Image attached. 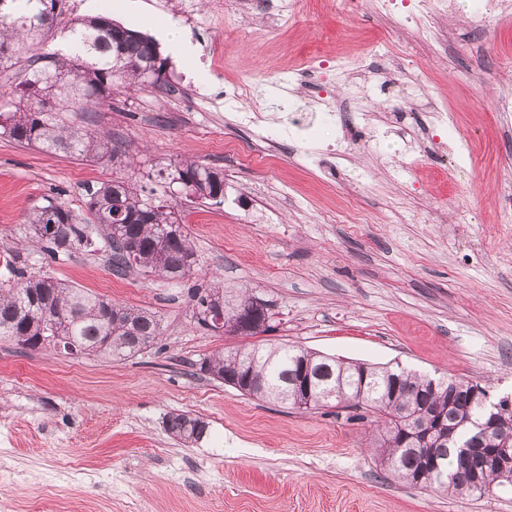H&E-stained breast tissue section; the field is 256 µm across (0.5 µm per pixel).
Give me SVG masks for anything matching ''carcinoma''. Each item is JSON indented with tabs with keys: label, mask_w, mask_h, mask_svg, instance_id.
Here are the masks:
<instances>
[{
	"label": "carcinoma",
	"mask_w": 512,
	"mask_h": 512,
	"mask_svg": "<svg viewBox=\"0 0 512 512\" xmlns=\"http://www.w3.org/2000/svg\"><path fill=\"white\" fill-rule=\"evenodd\" d=\"M55 0H0V71L17 65L24 55L31 64L6 106L0 105V135L26 146L89 160L115 158L120 147L69 124L66 112L74 99L98 107L112 91L137 85L165 87L146 78L152 65L169 67V58L150 37L112 22L102 14L77 16L65 28L69 52H42L40 13ZM158 176L171 184L191 180L196 197H224L223 173L194 162L180 161ZM89 217L79 219L50 200L29 211L26 235L47 245L54 256L77 250L103 251L114 273L131 269L180 281L194 272L195 252L175 212L163 201L142 194L124 178L112 179L88 191ZM134 258H129V255ZM197 325L215 331L210 309L221 304L226 318L251 300L242 295L229 300L216 284L194 294ZM163 319L148 308L114 303L50 276H29L8 287L0 283V338L27 351L53 349L79 356L129 359L158 343ZM307 361L320 373L319 389L327 397L305 402L294 386L299 363ZM200 371L233 383L242 395L260 401L274 400L292 410L324 407L351 410L370 416L383 435L374 448L380 465L394 478L451 496H490L499 486L512 483L489 466L484 448H493L502 436L512 437V404L496 410L498 429L485 438L464 422L477 417L481 405L470 391L472 380L454 374L430 377L405 368L327 359L298 346L266 347L241 344L220 351L200 364ZM438 412L455 431L439 447L435 464L411 439L405 413L408 405ZM166 430L181 443L200 441L206 422L185 413L166 417Z\"/></svg>",
	"instance_id": "cac0c4a2"
}]
</instances>
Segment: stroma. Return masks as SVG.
I'll return each mask as SVG.
<instances>
[{"instance_id":"obj_1","label":"stroma","mask_w":512,"mask_h":512,"mask_svg":"<svg viewBox=\"0 0 512 512\" xmlns=\"http://www.w3.org/2000/svg\"><path fill=\"white\" fill-rule=\"evenodd\" d=\"M198 0H112L114 22L156 37V23L195 47L171 59L169 87L115 91L71 120L122 144L121 158L88 162L0 136V282L49 275L112 301L159 310L161 341L115 361L0 339V512H512V485L489 498H451L390 477L351 413L289 410L240 395L192 365L239 344L199 329L194 291L222 283L269 306L265 345H300L375 366L465 376L491 397L512 396V9L482 31L452 13L376 11L371 0H299L295 16L258 40L248 9ZM363 65L356 84L324 65ZM252 82L246 98L239 84ZM417 111L447 106L470 144L446 129L392 123L396 95ZM370 125L358 149L333 123L299 132L347 100ZM260 114L242 123L247 111ZM274 132V142L264 139ZM188 159L224 174L219 204L187 202L159 179ZM122 177L166 200L195 251L180 283L113 276L104 254L49 256L19 233L52 199L87 217L86 190ZM172 412L208 424L184 446Z\"/></svg>"}]
</instances>
